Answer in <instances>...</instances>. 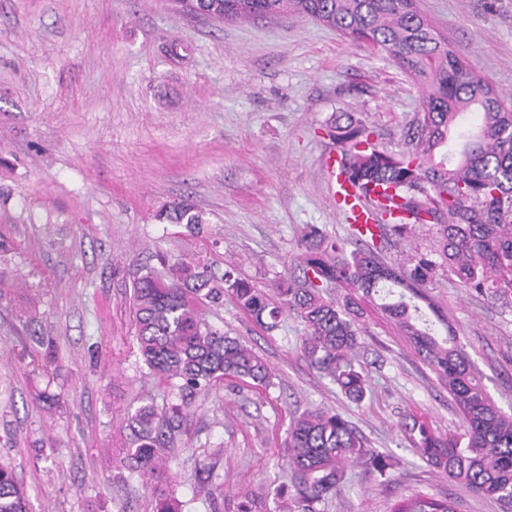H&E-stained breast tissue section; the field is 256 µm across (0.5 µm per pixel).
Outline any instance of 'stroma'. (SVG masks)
<instances>
[{"mask_svg":"<svg viewBox=\"0 0 512 512\" xmlns=\"http://www.w3.org/2000/svg\"><path fill=\"white\" fill-rule=\"evenodd\" d=\"M415 3L512 101V0ZM421 109L411 75L306 18L217 23L170 0H0V460L30 512H153L119 462L121 421L145 398L181 412L167 488L185 512H278L289 424L316 407L394 463L384 477L353 467L325 512L448 495L457 512H512L432 471L398 431L408 411L443 434L461 421L377 312L364 317L369 391L358 405L310 365L294 315L269 333L228 297L200 302L203 316L270 364L272 386L226 380L182 394L138 352L130 295L144 269H231L271 290L298 270L305 226L348 238L326 171L343 150L327 134L336 114L396 153ZM181 198L202 225L157 220ZM426 292L512 413V297L471 294L444 273Z\"/></svg>","mask_w":512,"mask_h":512,"instance_id":"35a3bbf8","label":"stroma"}]
</instances>
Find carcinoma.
Returning <instances> with one entry per match:
<instances>
[{"mask_svg": "<svg viewBox=\"0 0 512 512\" xmlns=\"http://www.w3.org/2000/svg\"><path fill=\"white\" fill-rule=\"evenodd\" d=\"M184 11L212 21L288 14L311 18L366 44L409 72L422 90L424 111L404 136V149L389 152L373 131L347 113L336 116L329 135L345 146L340 173L364 195L374 213L388 218L374 229L350 225L355 248L309 226L301 236L303 277L283 278L268 293L226 271L176 264L148 269L133 284V319L139 354L148 369L183 390L208 388L224 379L268 388L274 374L238 338L213 329L198 301L224 295L271 332L283 311L305 326L301 350L352 403L368 385L359 362L363 303L386 315L412 352L434 373L463 416L464 432L436 433L408 413L399 431L426 464L448 481L482 497L512 502V414L493 401L459 343L455 327L424 287L438 273L457 278L478 295H512V105L476 75L445 43L413 0H173ZM481 114L479 130L462 128L464 116ZM383 187L374 200L370 192ZM157 220L188 227L203 223L188 199L168 202ZM420 229L430 249L386 264L375 240L387 232L404 239ZM327 288H340L331 295ZM169 416L150 398L127 413L120 462L128 479L154 490V512H183L181 501L157 486L167 477ZM288 469L293 512H320L318 505L343 492L351 467L386 475L390 458L368 448L349 420L321 408L294 417L288 428ZM0 512H28V499L11 467L0 465ZM393 512H455L451 498H410Z\"/></svg>", "mask_w": 512, "mask_h": 512, "instance_id": "carcinoma-1", "label": "carcinoma"}]
</instances>
